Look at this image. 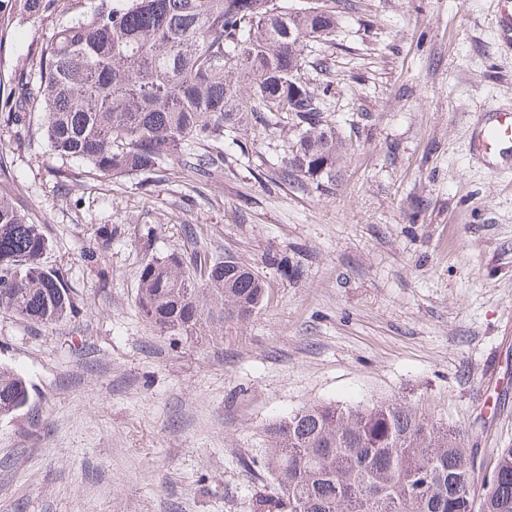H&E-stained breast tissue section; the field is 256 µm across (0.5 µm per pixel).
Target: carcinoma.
Returning <instances> with one entry per match:
<instances>
[{
    "label": "carcinoma",
    "instance_id": "cac0c4a2",
    "mask_svg": "<svg viewBox=\"0 0 512 512\" xmlns=\"http://www.w3.org/2000/svg\"><path fill=\"white\" fill-rule=\"evenodd\" d=\"M285 0H0V43L16 17L61 18L49 46L35 47L31 77L0 81L23 127L32 112L53 155L117 179L153 174L178 161L198 175L224 163V133L252 120L290 119L281 181L321 191L336 183L347 143L328 121L325 92L298 81L306 41L327 42L350 0H322L307 27ZM48 239L8 194L0 195V310L33 326L79 313L63 274L43 263ZM258 272L236 256L181 250L139 271L136 306L162 333L192 337L208 304L245 321L265 301ZM31 385L0 368V417L29 405ZM260 459L244 466L269 476L252 512H512V448H502L483 493V464L462 432L418 406L319 403L269 424Z\"/></svg>",
    "mask_w": 512,
    "mask_h": 512
}]
</instances>
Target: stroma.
Instances as JSON below:
<instances>
[{
	"label": "stroma",
	"mask_w": 512,
	"mask_h": 512,
	"mask_svg": "<svg viewBox=\"0 0 512 512\" xmlns=\"http://www.w3.org/2000/svg\"><path fill=\"white\" fill-rule=\"evenodd\" d=\"M499 14L498 0H354L319 49L327 71L303 72L350 144L323 192L278 178L284 123L226 133L208 176L170 162L115 180L57 159L0 104V192L81 302L50 327L0 311V368L32 386L0 418V512H252L262 478L244 459L320 402L422 406L485 463L512 447V151L493 166L474 146L486 112L512 107ZM55 24L13 23L0 73L29 71ZM191 235L259 271L267 297L185 338L134 300L145 259Z\"/></svg>",
	"instance_id": "1"
}]
</instances>
